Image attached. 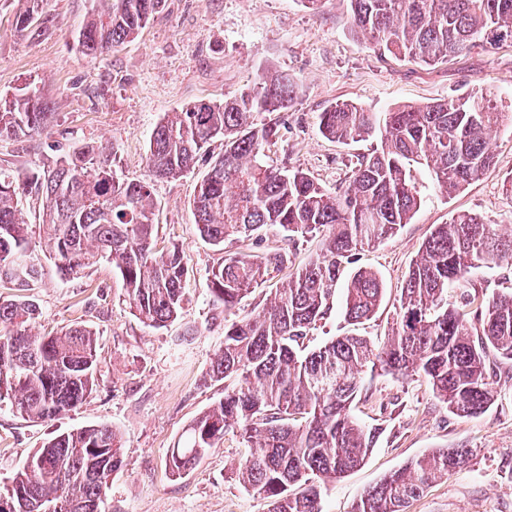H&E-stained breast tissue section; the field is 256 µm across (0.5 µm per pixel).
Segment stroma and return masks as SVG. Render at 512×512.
Returning a JSON list of instances; mask_svg holds the SVG:
<instances>
[{"mask_svg":"<svg viewBox=\"0 0 512 512\" xmlns=\"http://www.w3.org/2000/svg\"><path fill=\"white\" fill-rule=\"evenodd\" d=\"M25 0H0V93L37 82L58 118L50 134L0 141V165L15 171L57 151L93 140L115 146L112 166L122 177H147L152 131L164 113L205 99L220 102L254 86L267 73L284 72L297 83L288 110L265 112L258 123L276 124L264 159L309 172L335 189L348 180L367 143L323 137L319 117L327 107L354 101L373 112L419 105L477 91L493 92L503 112L494 141L495 164L479 180L450 195L430 173L414 176L423 201L411 223L383 243L357 251L354 267L378 273L386 292L376 314L349 325L343 291L304 341L314 350L352 332L374 344L386 341L412 260L433 225L453 214L473 213L488 224L512 225V44L475 48L434 65L383 55L352 26L348 0H323L319 12L300 0H166L137 37L93 59L76 38L94 0H40L39 35L17 36L15 15ZM221 144H213L193 172L156 181L158 242L178 246L187 268L184 312L162 328L145 326L131 310L122 283L107 263L88 275L62 277L48 253L38 252L40 282L30 291L41 311L37 332H57L82 322L98 334L100 372L93 395L75 410L47 422L24 419L0 406V486L9 483L28 452L56 434L107 424L124 438L122 469L113 475L100 512H267L264 500L234 474L248 448L236 430L224 433L190 472L172 475L166 461L183 428L224 396L223 382L207 379L213 354L224 343V307L206 279L224 253L254 259L281 251L288 260L242 298L239 314L260 311L270 292L315 260L322 236L288 239L267 226L245 240L216 249L194 224L196 187ZM500 364L492 407L459 417L432 395L423 377L363 373V396L352 408L376 428L374 448L359 468L322 488L323 512H352L362 493L384 475L437 448H469L468 465L435 482L408 512H512V378Z\"/></svg>","mask_w":512,"mask_h":512,"instance_id":"1","label":"stroma"}]
</instances>
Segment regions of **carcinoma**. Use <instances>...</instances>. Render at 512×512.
<instances>
[{
  "mask_svg": "<svg viewBox=\"0 0 512 512\" xmlns=\"http://www.w3.org/2000/svg\"><path fill=\"white\" fill-rule=\"evenodd\" d=\"M81 29V52L97 57L133 38L165 0H96ZM16 15L23 36L39 19V0ZM355 32L374 47L425 64L512 37V0H350ZM292 102L283 75H265L239 95L204 111L188 106L156 125L146 164L155 179L175 178L195 166L215 141L224 152L210 164L193 199L199 235L224 250L277 226L289 237L325 232L322 255L277 289L261 312L239 316L242 296L287 262L284 252L261 260L235 255L208 272L206 286L224 305V346L211 362V380L234 378L224 398L184 429L168 457L172 473L192 469L235 427L249 443L237 466L245 488L268 502V512H322L321 485L357 468L373 448L375 432L351 407L361 393L363 369L396 377L419 375L448 412L485 413L494 403L488 356L512 363V292L473 296L448 306V289L488 265L512 266V234L474 214L434 226L411 263L391 336L376 346L362 336H338L304 352L309 330L327 315L340 268L355 252L395 235L414 217L422 197L413 171L427 169L453 194L493 165L491 140L502 121L489 93L371 112L353 102L320 114L319 129L342 143L374 141L353 163L347 184L330 191L308 173L262 160L277 135L257 114L282 112ZM48 111L36 83L0 96V139L49 133ZM40 200L39 246L65 276L101 261L122 281L133 314L161 328L183 310L187 270L177 247L158 248L151 184L120 178L112 152L85 141L35 166L25 176L0 169V281L25 290L40 265L19 205ZM384 298L377 273L357 269L345 284V318L370 319ZM40 308L31 296L0 301V403L32 421H51L80 407L95 391L98 337L84 325L38 334ZM469 462L467 448H437L386 475L360 498L354 512H406L436 479ZM123 466V441L106 424L62 433L28 454L0 501L33 512L39 501L62 512H90L102 502L112 474ZM300 485L303 490L291 492Z\"/></svg>",
  "mask_w": 512,
  "mask_h": 512,
  "instance_id": "obj_1",
  "label": "carcinoma"
}]
</instances>
